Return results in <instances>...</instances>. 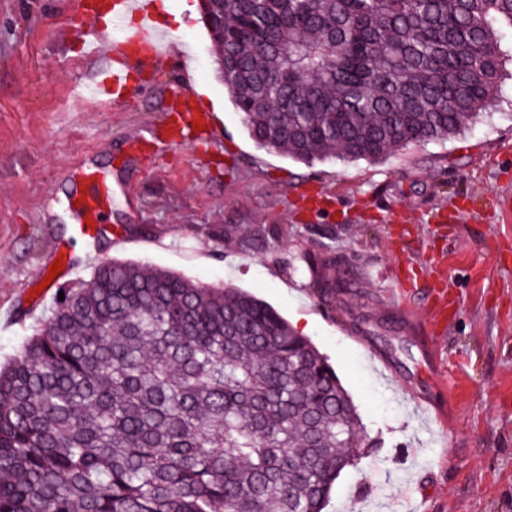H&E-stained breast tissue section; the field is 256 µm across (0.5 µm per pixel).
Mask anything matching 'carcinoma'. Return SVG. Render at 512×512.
<instances>
[{
  "label": "carcinoma",
  "mask_w": 512,
  "mask_h": 512,
  "mask_svg": "<svg viewBox=\"0 0 512 512\" xmlns=\"http://www.w3.org/2000/svg\"><path fill=\"white\" fill-rule=\"evenodd\" d=\"M252 140L310 164L445 142L493 104L512 0H208ZM330 250L313 286L346 287ZM0 367V512H323L362 421L307 337L241 288L112 260Z\"/></svg>",
  "instance_id": "obj_1"
}]
</instances>
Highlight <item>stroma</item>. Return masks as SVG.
Instances as JSON below:
<instances>
[{
	"instance_id": "obj_1",
	"label": "stroma",
	"mask_w": 512,
	"mask_h": 512,
	"mask_svg": "<svg viewBox=\"0 0 512 512\" xmlns=\"http://www.w3.org/2000/svg\"><path fill=\"white\" fill-rule=\"evenodd\" d=\"M167 8L181 19L166 33L187 71L139 68L133 94L100 102L83 86L106 61L85 57L75 0H0V365L53 299L44 280L68 230L58 200L95 190L79 176L90 167L128 198L110 207L96 255L69 286L112 259L231 284L334 368L370 446L325 512H512V79L455 139L380 164L298 163L249 136L215 73L198 0ZM199 100L223 126L218 151H133L136 133ZM314 197L325 210L311 211ZM227 224L262 233V249L224 240ZM325 247L347 275L332 308L307 264Z\"/></svg>"
}]
</instances>
